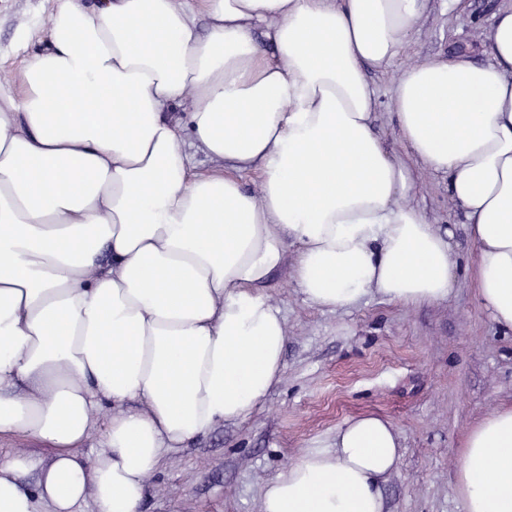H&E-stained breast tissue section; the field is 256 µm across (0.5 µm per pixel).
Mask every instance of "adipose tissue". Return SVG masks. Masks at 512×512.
Instances as JSON below:
<instances>
[{"label":"adipose tissue","instance_id":"1","mask_svg":"<svg viewBox=\"0 0 512 512\" xmlns=\"http://www.w3.org/2000/svg\"><path fill=\"white\" fill-rule=\"evenodd\" d=\"M428 2L53 0L45 47L0 86V436L52 453L0 464V512H140L165 450L249 417L283 369L261 291L282 265L322 308L447 300L452 233L405 205L412 164L447 176L478 298L512 331V4L488 62L402 73L390 105L411 162L373 130L367 71ZM399 458L390 420L351 417L266 483L262 512H387ZM454 491L463 512H512V406L466 433ZM117 408L112 407V405H105L96 414L95 417V423H94V431L92 434L91 439L88 441L86 448L82 449V452L87 460V462L90 464L95 459V456L97 454V451L99 449V442H100V429L102 422L108 417L112 412H116Z\"/></svg>","mask_w":512,"mask_h":512}]
</instances>
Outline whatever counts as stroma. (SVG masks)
I'll return each instance as SVG.
<instances>
[{"label": "stroma", "instance_id": "obj_1", "mask_svg": "<svg viewBox=\"0 0 512 512\" xmlns=\"http://www.w3.org/2000/svg\"><path fill=\"white\" fill-rule=\"evenodd\" d=\"M501 0H430L405 54L374 69V129L399 158L408 149L389 107L408 64L468 52ZM50 0H0V80L40 47ZM410 205L451 229L457 285L448 300L407 307L369 294L336 310L306 301L289 267L262 287L286 327L283 372L251 416L169 450L146 480L142 512H261L265 484L301 449L328 445L345 419L374 412L397 428L401 456L383 485L389 512H461L453 484L469 429L512 406V332L486 311L473 283L475 247L447 177L416 169Z\"/></svg>", "mask_w": 512, "mask_h": 512}]
</instances>
